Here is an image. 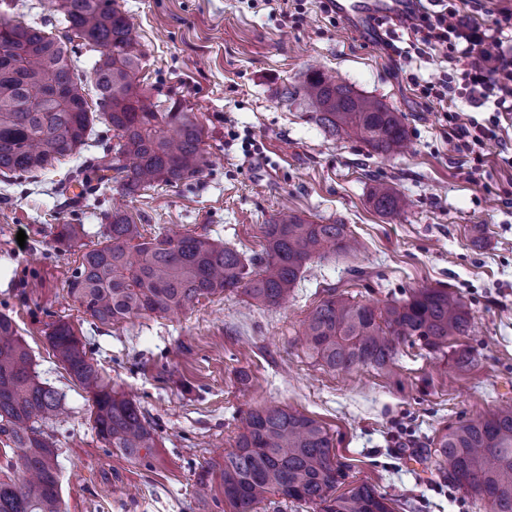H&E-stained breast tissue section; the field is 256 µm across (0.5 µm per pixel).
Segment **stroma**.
Segmentation results:
<instances>
[{
    "mask_svg": "<svg viewBox=\"0 0 512 512\" xmlns=\"http://www.w3.org/2000/svg\"><path fill=\"white\" fill-rule=\"evenodd\" d=\"M115 3L142 45L140 76L153 101L198 112L212 160L199 178L126 199L144 235L177 224L250 258L262 251L261 224L286 209L347 224L362 249L313 259L279 307L253 305L241 294L211 296L184 313L98 326L67 284L100 241L99 213L116 191L75 211L50 178L0 179V312L13 318L41 381L64 397V415L45 428L58 448L64 512H224L218 463L246 413L270 402L325 426L350 481L374 485L395 512H486L443 480L427 450L448 427L512 403V112L456 99L455 110L499 123L498 141L481 157L458 149L441 104L427 102L415 85L455 82L460 72L411 51L408 26L394 16L381 31L395 37L399 57L349 30L327 0ZM313 66L400 112L406 148L373 154L355 138L325 133L301 100H283L282 90ZM378 178L410 200L404 213L385 218L372 208ZM57 224L83 225L79 244L57 247ZM354 267L363 279L351 275ZM334 287L381 303L421 288L457 292L474 319L473 335L463 340L474 363L461 370L406 344L389 373L320 366L300 330ZM59 321L74 327L112 385L140 404L158 436L149 462L97 436L85 392L48 340ZM242 371L248 381H240ZM201 481L209 486L202 498Z\"/></svg>",
    "mask_w": 512,
    "mask_h": 512,
    "instance_id": "35a3bbf8",
    "label": "stroma"
}]
</instances>
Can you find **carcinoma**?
<instances>
[{"mask_svg":"<svg viewBox=\"0 0 512 512\" xmlns=\"http://www.w3.org/2000/svg\"><path fill=\"white\" fill-rule=\"evenodd\" d=\"M59 17L53 34L35 21L0 17V177L37 178L65 157L81 162L55 182V191L86 202L101 186L133 197L160 185L203 174L209 160L205 127L193 109L175 102L159 112L139 79L143 50L114 0H47ZM93 54L95 106H90L76 66V51ZM302 98L329 133L353 134L377 155H393L408 133L402 116L381 100L355 93L319 69L285 88ZM116 142L99 155L82 150L95 120ZM370 202L390 217L409 200L390 182L376 180ZM104 241L85 252L68 284L84 313L103 326L131 317L187 311L200 299L244 294L257 306L288 300L315 257L358 249L345 224H318L290 215L261 225L262 253L251 260L236 247L205 234L160 227L147 238L128 215L103 210ZM81 225H55V238H80ZM470 312L457 293L421 288L383 306L359 303L330 288L303 322L312 355L332 370L390 369L405 343L454 356L465 367L468 348L448 349V338L468 335ZM55 356L91 401L94 430L107 447L140 462L152 457L156 432L140 406L109 383L67 322L52 326ZM63 411L60 394L39 380L14 321L0 313V512H62L55 445L43 426ZM448 483L486 504L488 512H512V404L448 428L433 450ZM224 505L229 512H257L283 502L319 512H393L387 495L367 482L345 484L333 438L315 419L288 407L265 405L246 413L235 446L224 451Z\"/></svg>","mask_w":512,"mask_h":512,"instance_id":"obj_1","label":"carcinoma"}]
</instances>
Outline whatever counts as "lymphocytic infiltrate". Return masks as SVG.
Listing matches in <instances>:
<instances>
[{"instance_id": "f902f5d3", "label": "lymphocytic infiltrate", "mask_w": 512, "mask_h": 512, "mask_svg": "<svg viewBox=\"0 0 512 512\" xmlns=\"http://www.w3.org/2000/svg\"><path fill=\"white\" fill-rule=\"evenodd\" d=\"M430 2V8L407 16L417 44L442 53L455 50L466 65L460 85L428 84L421 89L423 96L442 101L463 95L473 107L491 102L497 111L512 112V56L488 51L487 29L466 21L456 0Z\"/></svg>"}]
</instances>
